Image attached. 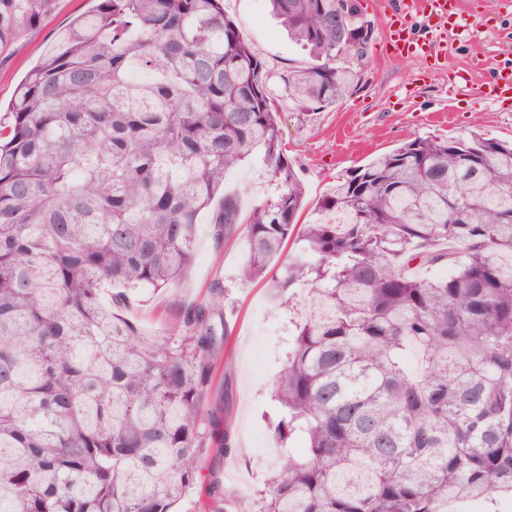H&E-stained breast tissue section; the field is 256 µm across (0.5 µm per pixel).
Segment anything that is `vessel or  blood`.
I'll list each match as a JSON object with an SVG mask.
<instances>
[{
	"mask_svg": "<svg viewBox=\"0 0 512 512\" xmlns=\"http://www.w3.org/2000/svg\"><path fill=\"white\" fill-rule=\"evenodd\" d=\"M456 6V0H400L386 21L393 55L436 59L440 42L460 27ZM490 93H512V62H500L494 69Z\"/></svg>",
	"mask_w": 512,
	"mask_h": 512,
	"instance_id": "b4317fda",
	"label": "vessel or blood"
}]
</instances>
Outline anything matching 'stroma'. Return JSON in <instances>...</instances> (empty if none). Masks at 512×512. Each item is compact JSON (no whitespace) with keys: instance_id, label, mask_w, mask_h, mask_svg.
Returning <instances> with one entry per match:
<instances>
[{"instance_id":"obj_1","label":"stroma","mask_w":512,"mask_h":512,"mask_svg":"<svg viewBox=\"0 0 512 512\" xmlns=\"http://www.w3.org/2000/svg\"><path fill=\"white\" fill-rule=\"evenodd\" d=\"M395 0H360L364 17L374 24V36L363 58L337 57L358 78L336 105L314 112L294 111L284 101L280 74L306 65L307 56L291 43L270 15L268 0H223L225 13L243 38L265 61L271 89L281 98L283 138L287 153L306 188L303 221L317 216L319 201L336 178L366 164L374 156L420 137H448L480 132L485 137L512 140V101L491 103L486 85L493 66L512 58V7L502 0H461L460 11L488 18L468 41H449L440 50L436 69L420 61L392 56L386 47L385 20ZM90 0H59L53 17L0 53V104L9 105L26 73L53 46L71 20L89 10ZM276 185L261 154H254L227 172L224 189L241 196L243 211L274 192ZM210 212L198 218L194 262L187 276L164 291L141 290L125 308L152 336L167 335L187 305L208 300L212 289L224 290V320L233 353L217 371L215 389L228 394L231 454L215 458L205 450L203 476L217 474L237 487L227 512H252L257 478L279 464L277 444L266 418L275 410L273 382L286 354L292 311L308 306L297 295L292 307L274 303L263 282L243 279L246 240L230 248L214 242Z\"/></svg>"}]
</instances>
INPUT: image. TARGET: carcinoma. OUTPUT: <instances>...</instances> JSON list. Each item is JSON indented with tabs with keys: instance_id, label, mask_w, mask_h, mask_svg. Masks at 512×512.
<instances>
[{
	"instance_id": "carcinoma-1",
	"label": "carcinoma",
	"mask_w": 512,
	"mask_h": 512,
	"mask_svg": "<svg viewBox=\"0 0 512 512\" xmlns=\"http://www.w3.org/2000/svg\"><path fill=\"white\" fill-rule=\"evenodd\" d=\"M95 2L0 125V512H176L203 450L231 451L213 393L231 357L224 290L165 336L119 314L186 275L208 208L219 246L245 225L246 279L310 299L273 384L282 463L253 512H448L512 494V142L414 138L300 224L270 74L221 0ZM57 3L0 0V52ZM270 5L312 57L280 75L288 101L336 104L357 79L336 56L363 55L372 24L355 0ZM257 148L277 190L244 219L219 193ZM291 239L302 255L280 265ZM205 496L203 512H224L237 489L212 478Z\"/></svg>"
}]
</instances>
